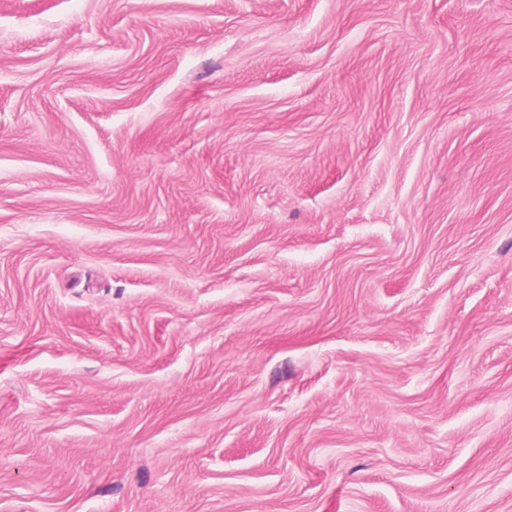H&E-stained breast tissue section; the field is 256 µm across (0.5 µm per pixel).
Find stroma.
<instances>
[{
    "instance_id": "obj_1",
    "label": "stroma",
    "mask_w": 512,
    "mask_h": 512,
    "mask_svg": "<svg viewBox=\"0 0 512 512\" xmlns=\"http://www.w3.org/2000/svg\"><path fill=\"white\" fill-rule=\"evenodd\" d=\"M0 512H512V0H0Z\"/></svg>"
}]
</instances>
